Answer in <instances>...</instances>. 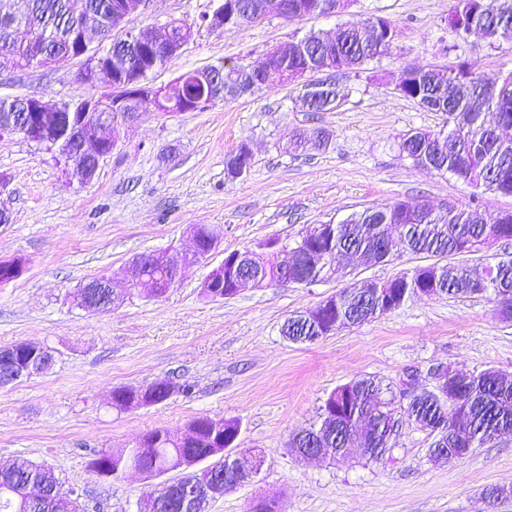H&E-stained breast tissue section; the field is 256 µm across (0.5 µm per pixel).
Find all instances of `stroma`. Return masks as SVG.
<instances>
[{
	"instance_id": "stroma-1",
	"label": "stroma",
	"mask_w": 512,
	"mask_h": 512,
	"mask_svg": "<svg viewBox=\"0 0 512 512\" xmlns=\"http://www.w3.org/2000/svg\"><path fill=\"white\" fill-rule=\"evenodd\" d=\"M217 0H150L126 30L162 35L178 21L194 30L180 54L150 76L154 85L180 74L242 61L257 67L268 50L311 31L331 33L370 17L391 21L398 36L391 54L340 75L346 98L330 112L302 108L297 83L274 84L193 112L149 108L118 129L119 143L94 180L69 181L63 166L35 143L0 138V176L9 187L0 210V261L18 259L21 274L0 284V348L25 342L49 347L50 370L0 388V469L28 459L55 468L76 491L82 512H136L162 482L180 478L133 472L103 478L89 463L98 454L134 446L165 429L178 435L194 418L239 420L236 454L260 449L261 476L212 500L207 512H249L258 500L281 512H512V496L487 506L485 493L512 486V433L472 449L463 459L434 460L431 438L400 417L390 449L377 460L352 450L329 461H308L289 446L315 421L336 387L371 377L398 388L404 371L432 389L434 371L512 372V321L487 295L415 296L370 322L339 329L315 344L281 332L293 314L339 293L333 278L309 285L246 287L229 299L206 297L202 283L224 255L257 249L265 240L300 239L314 224L394 200L434 208L478 201L495 214L512 211V195L476 193L447 172L413 166L398 150L415 130H440L446 116L421 108L394 89L401 68L473 65L489 82L512 72V45L471 34L459 44L446 25L450 0H352L330 16L271 17L227 30L201 19ZM82 62L0 72V98L38 96L51 102L108 92L79 77ZM330 145L308 154L294 136L316 128ZM252 152L239 178L227 163L240 145ZM207 225L220 247L186 269L159 298L129 286L135 256L191 245L193 226ZM432 256L404 254L377 263L337 256L354 280L384 282L431 264ZM111 276L120 302L90 313L72 300L92 278ZM189 393L129 411L112 406L120 388L159 382Z\"/></svg>"
}]
</instances>
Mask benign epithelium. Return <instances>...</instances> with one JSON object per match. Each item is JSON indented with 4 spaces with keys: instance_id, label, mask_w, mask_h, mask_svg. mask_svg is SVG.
<instances>
[{
    "instance_id": "obj_1",
    "label": "benign epithelium",
    "mask_w": 512,
    "mask_h": 512,
    "mask_svg": "<svg viewBox=\"0 0 512 512\" xmlns=\"http://www.w3.org/2000/svg\"><path fill=\"white\" fill-rule=\"evenodd\" d=\"M144 0H116L110 19L98 14H87V24L76 30L69 42L66 57L83 59L80 79L93 84L106 79L110 91L91 95L67 105L48 102L41 98L18 99L21 109L19 121L13 125L0 126V138L5 135H20L53 154L64 163L66 176L81 184L91 182L98 171L100 160L117 146L109 134L110 119L132 117L131 107L137 103L146 107H161L165 102V87L156 86L146 80L143 72L147 60L141 58V50L150 48L154 55L174 57L192 38L193 30L183 24L172 22L166 27L165 37L158 39L144 32H127L120 39H112V31L126 18L138 12ZM272 15H288L287 0H261L249 12L252 21H261ZM119 44L127 52L120 55L112 49L95 46L107 40ZM192 249L185 253L143 254L128 265V281L135 288L155 297L163 287H171L179 280L182 271L205 259L200 252L196 234H191ZM273 247L288 255V261L280 268L294 269V264L304 252L303 243L290 246L276 242ZM159 258L174 271L172 280L154 282L139 275L143 264ZM116 301L110 277L86 284V290L76 296V305L89 312L108 310ZM44 348L30 343H19L11 350L0 353V386L42 374L40 355ZM226 468L246 473V480L257 478L263 469L264 460L254 455L246 462L237 456H226Z\"/></svg>"
}]
</instances>
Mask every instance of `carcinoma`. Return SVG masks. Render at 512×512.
I'll return each mask as SVG.
<instances>
[{
    "mask_svg": "<svg viewBox=\"0 0 512 512\" xmlns=\"http://www.w3.org/2000/svg\"><path fill=\"white\" fill-rule=\"evenodd\" d=\"M498 0H452L446 22L460 39L480 30L494 42L512 43V11L503 16ZM345 9L342 0H288L292 18L322 16L331 8ZM16 8L15 0H0V39L16 43L17 53L33 68L44 58L66 54L71 32L82 25L85 11L74 10L71 0H27L23 36L8 28ZM397 36L396 26L384 18L344 23L335 41L326 44L320 32H310L297 40L299 52L269 56L261 68L243 62L218 68L224 83L222 100H235L255 92L269 73L285 77L300 72L355 71L366 62L389 55ZM402 97L421 107L448 114V130H418L399 142L400 153L416 166L434 163L464 183L488 193L512 194V73L496 83H487L470 66L456 69L402 70L395 85ZM207 94L206 87L187 72L169 85L173 102L196 100ZM344 96L334 77L314 81V88L303 91L301 100L313 112H327L340 106ZM495 234L512 242V213L487 215L470 205L448 206L435 211L420 201L396 200L381 207L354 212L325 234L315 224L305 239L311 250L325 252L316 267L303 257L299 273L315 281L326 274L338 278L345 273L331 264L337 253L364 254L377 262L393 260L397 253L463 256ZM248 261L257 287L279 282V269L266 265L261 254L248 251ZM512 284V264L481 274L461 264L428 265L404 272L386 282H353L338 293L336 313L313 324L302 316L285 321L286 337L312 344L334 331L364 323L389 312L377 296V289L389 288L395 306L401 299L451 294L467 296L483 292L498 299L499 286ZM171 397L169 386L157 384L141 394L132 388L113 392L112 407L118 411L162 403ZM406 405L396 406V398ZM433 437L430 453L435 459L462 458L501 433L512 431V372L489 368L472 372L448 385V397L435 391L395 394L370 378L354 379L334 389L320 407L321 424L302 430L290 440L295 450L309 448L319 441L329 458L354 440L372 459L387 450L397 426L398 410ZM240 430L236 420L198 417L187 426L180 442H170L155 429L136 445L117 453L103 452L91 462L94 472L104 466L111 477H121L132 464L141 472L160 476L176 465L216 459L198 474L189 471L179 480L162 486L154 500L153 512H196L192 496H200L209 482L220 480L232 489L238 486L235 473L224 468V434ZM72 492L61 489L53 467L21 460L0 472V512H72Z\"/></svg>",
    "mask_w": 512,
    "mask_h": 512,
    "instance_id": "carcinoma-1",
    "label": "carcinoma"
}]
</instances>
